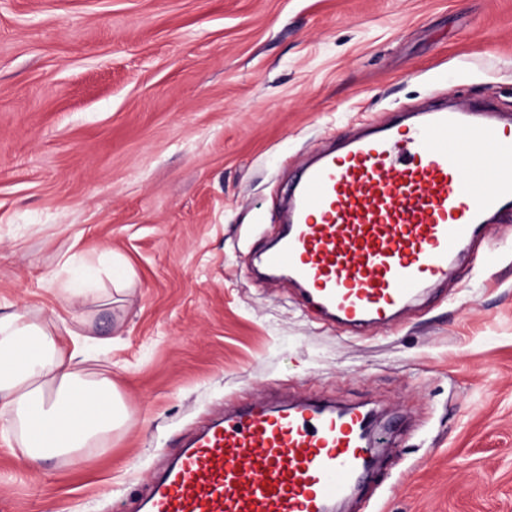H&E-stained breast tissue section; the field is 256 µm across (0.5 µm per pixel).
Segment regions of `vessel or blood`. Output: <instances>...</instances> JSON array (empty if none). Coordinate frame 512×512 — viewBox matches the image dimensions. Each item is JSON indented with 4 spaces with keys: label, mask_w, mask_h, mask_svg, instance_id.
Listing matches in <instances>:
<instances>
[{
    "label": "vessel or blood",
    "mask_w": 512,
    "mask_h": 512,
    "mask_svg": "<svg viewBox=\"0 0 512 512\" xmlns=\"http://www.w3.org/2000/svg\"><path fill=\"white\" fill-rule=\"evenodd\" d=\"M512 122L445 104L345 140L289 189L264 253L340 322H388L487 219L512 210ZM369 415L325 398L254 400L209 426L154 479L142 512H329L359 495L378 450Z\"/></svg>",
    "instance_id": "b4317fda"
}]
</instances>
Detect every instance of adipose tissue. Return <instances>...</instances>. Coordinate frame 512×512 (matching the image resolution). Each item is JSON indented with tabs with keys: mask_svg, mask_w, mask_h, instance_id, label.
<instances>
[{
	"mask_svg": "<svg viewBox=\"0 0 512 512\" xmlns=\"http://www.w3.org/2000/svg\"><path fill=\"white\" fill-rule=\"evenodd\" d=\"M85 264L78 254L64 261L61 308L50 316L0 311V434L19 442L34 470L50 459L92 466L95 449L129 419L111 377L84 369L94 339L71 309L105 298L94 280L78 275Z\"/></svg>",
	"mask_w": 512,
	"mask_h": 512,
	"instance_id": "1",
	"label": "adipose tissue"
}]
</instances>
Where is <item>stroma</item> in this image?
I'll list each match as a JSON object with an SVG mask.
<instances>
[{"label":"stroma","mask_w":512,"mask_h":512,"mask_svg":"<svg viewBox=\"0 0 512 512\" xmlns=\"http://www.w3.org/2000/svg\"><path fill=\"white\" fill-rule=\"evenodd\" d=\"M452 96L512 117V0H0V304L130 276L77 309L128 424L86 469L1 437L0 512H134L225 410L318 394L391 429L343 512H512V211L360 334L257 270L306 161Z\"/></svg>","instance_id":"stroma-1"}]
</instances>
